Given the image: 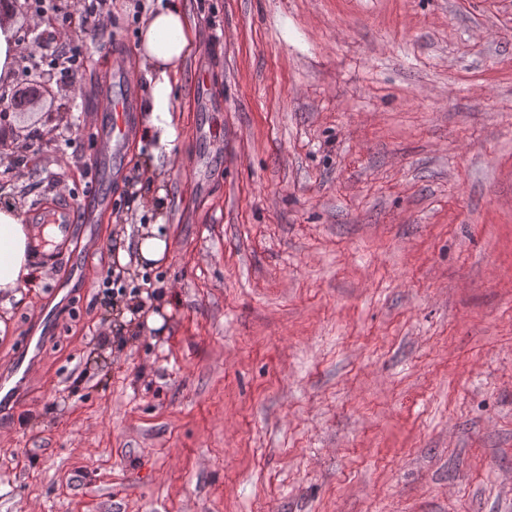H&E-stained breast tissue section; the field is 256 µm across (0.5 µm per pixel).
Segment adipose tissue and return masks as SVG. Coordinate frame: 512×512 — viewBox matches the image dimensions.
<instances>
[{"label": "adipose tissue", "mask_w": 512, "mask_h": 512, "mask_svg": "<svg viewBox=\"0 0 512 512\" xmlns=\"http://www.w3.org/2000/svg\"><path fill=\"white\" fill-rule=\"evenodd\" d=\"M193 47L189 19L180 0H165L145 17L136 48L137 65L149 80L144 109L149 114L145 138L170 147L176 138L174 90L183 62ZM31 228L23 224L15 207L0 206V293L37 287L43 272L31 262Z\"/></svg>", "instance_id": "obj_1"}]
</instances>
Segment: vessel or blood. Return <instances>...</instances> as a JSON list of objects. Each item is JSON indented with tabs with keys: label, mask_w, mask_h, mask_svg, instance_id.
Masks as SVG:
<instances>
[{
	"label": "vessel or blood",
	"mask_w": 512,
	"mask_h": 512,
	"mask_svg": "<svg viewBox=\"0 0 512 512\" xmlns=\"http://www.w3.org/2000/svg\"><path fill=\"white\" fill-rule=\"evenodd\" d=\"M112 79L122 84L125 91L104 102L101 108L103 119L97 128V141L103 150L105 162L117 165L124 158L126 144L134 136L132 118L137 103L134 84L125 60L118 55L112 58ZM108 205V198L102 196L89 197L77 204L66 202L58 205L53 217L61 243H68L74 235L77 211L92 213L105 209ZM44 343V337H30L26 350L13 357L6 369L0 370V415L9 411L23 390L30 368L37 362Z\"/></svg>",
	"instance_id": "obj_1"
}]
</instances>
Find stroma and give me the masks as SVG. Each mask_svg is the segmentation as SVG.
<instances>
[{"mask_svg": "<svg viewBox=\"0 0 512 512\" xmlns=\"http://www.w3.org/2000/svg\"><path fill=\"white\" fill-rule=\"evenodd\" d=\"M182 3L170 154L88 146L158 0L69 31L78 128H0L20 217L112 201L0 298V366L57 313L0 512H512V0ZM156 230H151V235L144 234L139 245L140 256L143 260L154 261L162 259L167 250V242L159 237L154 236Z\"/></svg>", "mask_w": 512, "mask_h": 512, "instance_id": "1", "label": "stroma"}]
</instances>
